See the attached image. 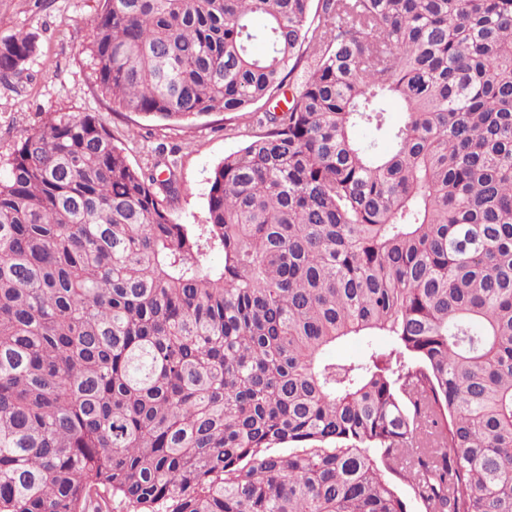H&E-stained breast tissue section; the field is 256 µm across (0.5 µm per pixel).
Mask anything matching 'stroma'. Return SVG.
Instances as JSON below:
<instances>
[{
	"label": "stroma",
	"instance_id": "35a3bbf8",
	"mask_svg": "<svg viewBox=\"0 0 512 512\" xmlns=\"http://www.w3.org/2000/svg\"><path fill=\"white\" fill-rule=\"evenodd\" d=\"M98 0H0V38L35 33L38 51L9 84L0 83V172L25 131L52 112H96L134 167L153 166L160 146H179V197L171 214L181 224L207 216L213 169L261 133L256 112H217L186 126L113 111L94 87L87 47Z\"/></svg>",
	"mask_w": 512,
	"mask_h": 512
}]
</instances>
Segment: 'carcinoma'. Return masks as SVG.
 <instances>
[{
    "label": "carcinoma",
    "mask_w": 512,
    "mask_h": 512,
    "mask_svg": "<svg viewBox=\"0 0 512 512\" xmlns=\"http://www.w3.org/2000/svg\"><path fill=\"white\" fill-rule=\"evenodd\" d=\"M89 50L149 119L292 99L204 224L96 113L17 142L0 512H512V0H102Z\"/></svg>",
    "instance_id": "1"
}]
</instances>
